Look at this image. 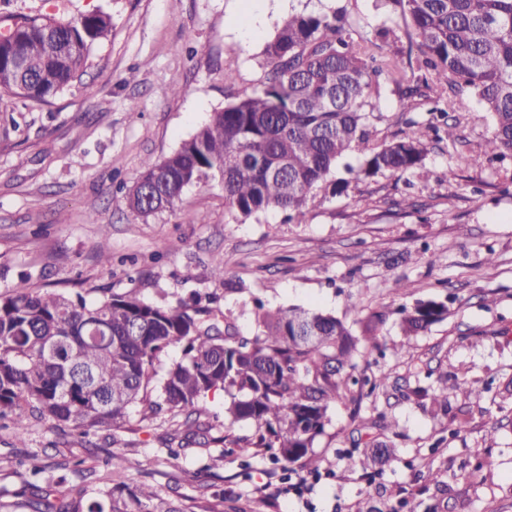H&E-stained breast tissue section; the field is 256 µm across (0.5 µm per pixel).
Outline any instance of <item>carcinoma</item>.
Returning <instances> with one entry per match:
<instances>
[{
	"label": "carcinoma",
	"instance_id": "obj_1",
	"mask_svg": "<svg viewBox=\"0 0 512 512\" xmlns=\"http://www.w3.org/2000/svg\"><path fill=\"white\" fill-rule=\"evenodd\" d=\"M388 21L365 29L346 10L288 17L264 47L259 86L235 97L160 160L146 159L127 203L144 220L172 211L184 189L217 179L224 205L244 218L269 209L304 220L313 191L347 154L358 174L403 175L424 168L423 124L376 146L370 118L389 93L400 111L444 98H473L489 113L494 148L512 153V0H381ZM112 32L97 10L63 22L21 15L0 31V99L46 102L81 78L94 44ZM405 332L427 331L444 314L435 301L401 310ZM251 337L201 311L145 302L133 293L88 301L81 294L42 292L23 278L0 295V419L11 418L25 447L31 416L70 424L83 434L123 428L132 410L151 418L185 415L182 448L211 427L199 404L212 392L231 397L224 415L249 422L250 437L231 431L211 442L210 461L232 448H256L286 463L319 467L312 448L337 404L360 413L388 375L358 373L378 347L340 319L290 307L255 312ZM182 347L163 373L162 352ZM29 496L0 503V512H185L160 488L90 484L80 463L49 465L29 456Z\"/></svg>",
	"mask_w": 512,
	"mask_h": 512
}]
</instances>
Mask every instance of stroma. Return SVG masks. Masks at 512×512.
Here are the masks:
<instances>
[{"mask_svg": "<svg viewBox=\"0 0 512 512\" xmlns=\"http://www.w3.org/2000/svg\"><path fill=\"white\" fill-rule=\"evenodd\" d=\"M343 5L364 24L387 18L375 0H0V26L21 14L112 16L82 79L51 104L0 100V295L24 274L32 288L90 300L134 292L157 305L195 303L246 335L259 302L331 313L358 336L379 313L384 352L369 369L390 373L359 419L331 407L315 471L238 450L211 473L201 444L170 458L164 440L179 421L166 411L86 438L39 420L23 449L0 427V502L20 500L29 473L18 460L28 452L45 463L73 456L100 476L107 455L136 458L142 466L125 482L170 489L189 512L214 503L223 512H407L411 503L418 512H512V154L492 148L491 118L474 100L460 102L459 141L429 135L423 172L350 181L340 193L325 184L300 224L274 209L229 213L217 181L187 188L175 212L145 221L127 206L145 159L167 156L258 85L264 47L284 20ZM460 154L479 165L451 167ZM197 213L205 223L193 222ZM103 240L106 264L96 257ZM428 300L447 316L405 335L401 308ZM445 382L460 389L447 415H431L414 390ZM452 422L463 426L455 437ZM378 440L394 450L382 469L370 456ZM483 456L492 468L464 471Z\"/></svg>", "mask_w": 512, "mask_h": 512, "instance_id": "obj_1", "label": "stroma"}]
</instances>
